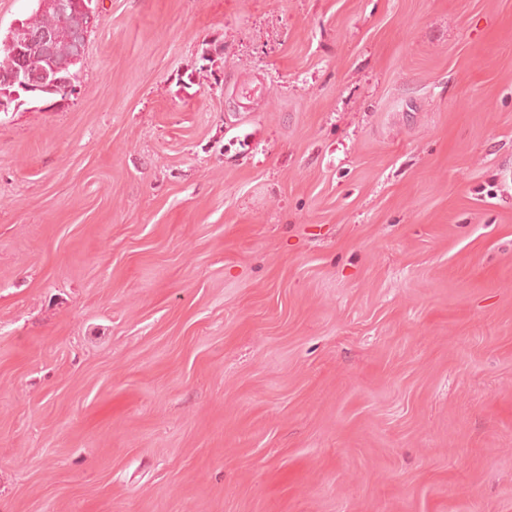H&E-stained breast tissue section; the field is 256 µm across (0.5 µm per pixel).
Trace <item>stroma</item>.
<instances>
[{"label":"stroma","mask_w":512,"mask_h":512,"mask_svg":"<svg viewBox=\"0 0 512 512\" xmlns=\"http://www.w3.org/2000/svg\"><path fill=\"white\" fill-rule=\"evenodd\" d=\"M0 512H512V0H99L0 113Z\"/></svg>","instance_id":"stroma-1"}]
</instances>
